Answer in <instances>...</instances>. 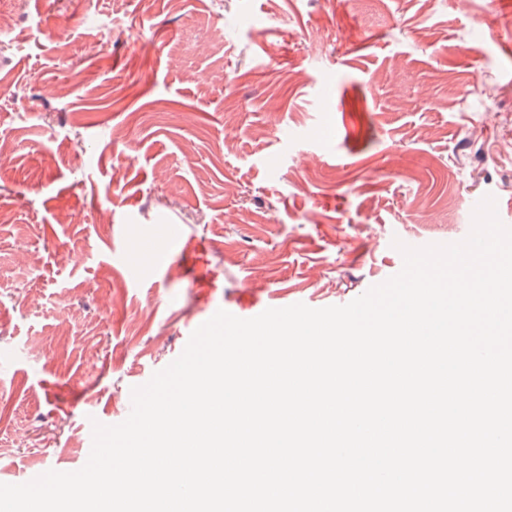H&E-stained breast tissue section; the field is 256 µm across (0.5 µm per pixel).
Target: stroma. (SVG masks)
<instances>
[{"instance_id":"obj_1","label":"stroma","mask_w":512,"mask_h":512,"mask_svg":"<svg viewBox=\"0 0 512 512\" xmlns=\"http://www.w3.org/2000/svg\"><path fill=\"white\" fill-rule=\"evenodd\" d=\"M9 8L0 483L81 469L217 310L347 304L489 194L512 225L501 0Z\"/></svg>"}]
</instances>
